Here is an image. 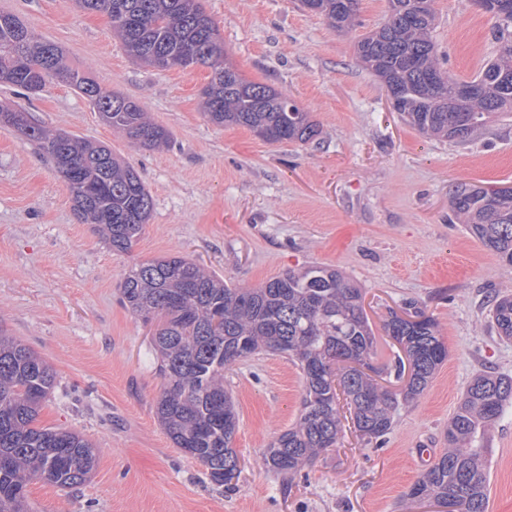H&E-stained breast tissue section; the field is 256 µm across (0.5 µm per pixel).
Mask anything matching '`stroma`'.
Returning a JSON list of instances; mask_svg holds the SVG:
<instances>
[{"label":"stroma","instance_id":"35a3bbf8","mask_svg":"<svg viewBox=\"0 0 512 512\" xmlns=\"http://www.w3.org/2000/svg\"><path fill=\"white\" fill-rule=\"evenodd\" d=\"M245 80L300 104L319 144H271L250 129L211 123L202 66L158 69L132 60L111 20L75 0H0L35 37L61 46L70 66L127 96L164 127L148 150L105 124L90 101L52 80L38 92L2 84L0 105L32 122L100 142L141 175L151 216L132 248L112 250L81 223L67 183L32 141L0 126V329L56 373L40 411L99 450L91 478L61 489L28 486L32 512H438L411 501L412 484L446 446L463 391L481 371L512 375V341L489 310L512 291V267L466 232L449 206L455 186L512 185V120L465 143L428 138L394 112L356 43L386 18L387 0H360L353 27L332 28L300 0H201ZM433 39L442 68L473 77L497 52L493 21L472 0H436ZM180 255L236 285H256L317 263L363 288L374 328L417 303L436 318L448 357L401 406L380 440L345 425L336 448L290 483L262 454L296 419L302 384L287 357L262 352L224 375L238 412L231 485L176 448L154 414L162 380L153 328L121 301L126 271ZM485 512H512V411L488 435Z\"/></svg>","mask_w":512,"mask_h":512}]
</instances>
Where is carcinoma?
Instances as JSON below:
<instances>
[{"mask_svg": "<svg viewBox=\"0 0 512 512\" xmlns=\"http://www.w3.org/2000/svg\"><path fill=\"white\" fill-rule=\"evenodd\" d=\"M79 7L112 20L125 51L147 65L204 66L205 114L216 125H238L270 143L310 144L317 124L291 98L245 81L224 59L216 27L195 0H77ZM314 13L337 29L349 27L359 0H315ZM498 54L471 78L475 94L460 112L448 111L451 82L433 86L444 73L431 39L434 0H387L388 17L357 42L359 61L400 96L394 111L421 134L459 143L512 112V0H492ZM56 79L76 89L102 120L145 148L168 142L133 99L102 91L70 67L57 45L37 39L15 15L0 12V84L41 90ZM15 127L55 163L69 186L73 209L84 224L107 231L109 245L129 250L147 223L153 198L141 176L103 146L28 121L24 112L0 107V124ZM450 206L466 229L512 267V188L460 185ZM121 294L129 310L155 323L153 349L163 379L157 418L173 444L194 458L217 485L238 477L232 448L238 414L224 389V372L259 352L285 355L303 380L297 419L262 457L268 470L291 481L317 457L336 447L343 424L339 394L346 396L356 431L367 441L387 435L401 406L428 386L448 356L431 316L414 308L405 320L392 312L385 336L399 345L395 374L401 391L382 386L370 371L377 337L363 290L335 269L311 265L257 286L232 287L181 256L136 264ZM490 317L498 336L512 339V294L497 296ZM411 373L404 375V362ZM53 368L30 347L0 329V512H29L27 487L38 479L57 487L87 481L98 451L83 436L40 424L43 402L55 385ZM512 407V376L484 372L463 392L448 425V448L411 486L408 496L455 512H484L487 497L486 433Z\"/></svg>", "mask_w": 512, "mask_h": 512, "instance_id": "cac0c4a2", "label": "carcinoma"}]
</instances>
